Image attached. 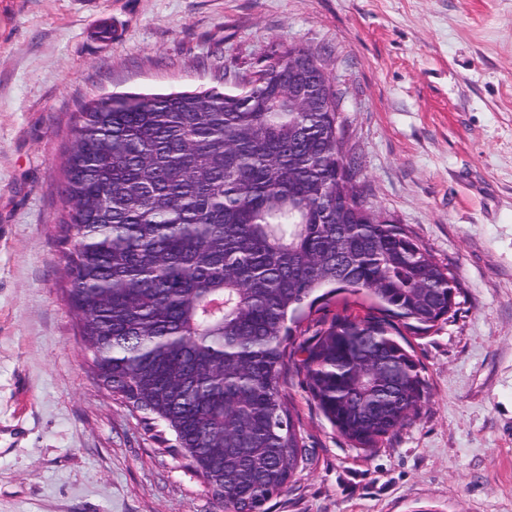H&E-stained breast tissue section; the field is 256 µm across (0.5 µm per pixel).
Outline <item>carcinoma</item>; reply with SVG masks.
Segmentation results:
<instances>
[{
  "instance_id": "carcinoma-1",
  "label": "carcinoma",
  "mask_w": 512,
  "mask_h": 512,
  "mask_svg": "<svg viewBox=\"0 0 512 512\" xmlns=\"http://www.w3.org/2000/svg\"><path fill=\"white\" fill-rule=\"evenodd\" d=\"M272 56L245 92L87 103L62 183L68 299L97 377L168 427L226 512H269L307 455L287 374L374 449L425 400L406 334L458 312L453 270L357 188L324 65ZM291 63L318 106L288 94ZM339 293L361 299L330 317Z\"/></svg>"
}]
</instances>
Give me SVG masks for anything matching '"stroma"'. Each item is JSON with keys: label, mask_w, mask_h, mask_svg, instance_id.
Returning a JSON list of instances; mask_svg holds the SVG:
<instances>
[{"label": "stroma", "mask_w": 512, "mask_h": 512, "mask_svg": "<svg viewBox=\"0 0 512 512\" xmlns=\"http://www.w3.org/2000/svg\"><path fill=\"white\" fill-rule=\"evenodd\" d=\"M288 46L341 92L367 200L461 292L413 340L420 416L379 448L295 375L309 454L270 512H512V0H0V512H224L95 375L58 188L82 104L230 89Z\"/></svg>", "instance_id": "obj_1"}]
</instances>
